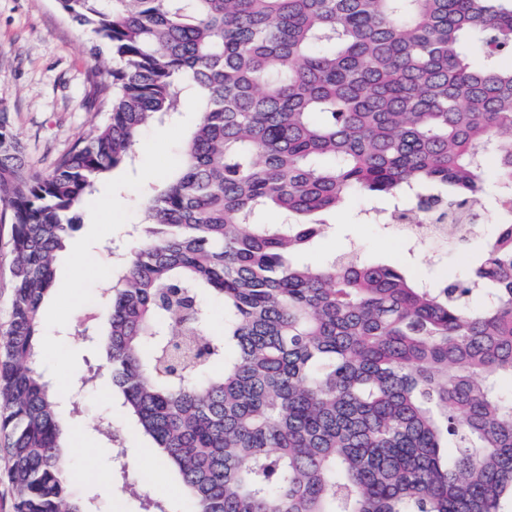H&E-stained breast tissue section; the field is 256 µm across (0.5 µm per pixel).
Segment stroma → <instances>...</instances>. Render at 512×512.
I'll return each mask as SVG.
<instances>
[{
	"label": "stroma",
	"instance_id": "1",
	"mask_svg": "<svg viewBox=\"0 0 512 512\" xmlns=\"http://www.w3.org/2000/svg\"><path fill=\"white\" fill-rule=\"evenodd\" d=\"M89 33L73 22L58 0H0V104L14 116L15 130L30 165L38 172L51 169L53 159L91 125L93 81H107L112 63L91 50ZM190 116L177 123L142 129L134 165L119 167L99 187L102 199L121 203L119 214L91 218L80 211V222L68 239L81 256L62 253L57 262L56 286L46 306V329L54 345L42 367L69 397L83 388V407L73 423L70 463L79 478L77 494L95 497L104 512H143L142 500L150 496L165 501L170 512H192L176 472L165 467L157 454L148 452L141 435L118 396H106L103 385L82 387L89 367L99 365L101 352L92 344L71 338L76 326L100 325L101 290L111 266L131 249L134 228L144 222V199L149 188L162 187L178 165L180 148L189 131ZM391 201L354 197L327 215L326 227L314 249L303 259L322 264L343 254L386 260L408 267L418 279L440 281L448 273H461L493 236L496 192L487 190L480 208L481 220L462 241L425 239L410 253L408 233L400 224H369V209L385 211ZM79 296H72L70 282ZM112 420V438L103 440L94 429L99 417Z\"/></svg>",
	"mask_w": 512,
	"mask_h": 512
}]
</instances>
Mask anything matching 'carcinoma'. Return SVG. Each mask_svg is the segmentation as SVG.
<instances>
[{"label":"carcinoma","instance_id":"cac0c4a2","mask_svg":"<svg viewBox=\"0 0 512 512\" xmlns=\"http://www.w3.org/2000/svg\"><path fill=\"white\" fill-rule=\"evenodd\" d=\"M59 4L115 66L104 119L45 175L0 107L14 512H95L63 433L82 396L63 409L39 369L44 305L99 179L191 101L178 168L102 289L98 342L194 512H512V0ZM490 166L498 227L461 280L292 262L355 195L392 199L389 224L460 237Z\"/></svg>","mask_w":512,"mask_h":512}]
</instances>
